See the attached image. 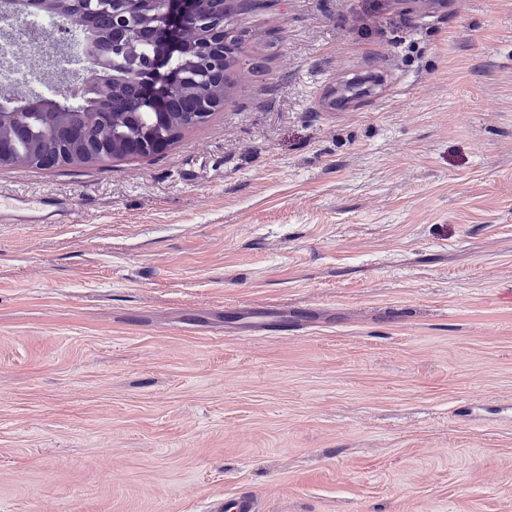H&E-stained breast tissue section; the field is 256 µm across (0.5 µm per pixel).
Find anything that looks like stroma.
Instances as JSON below:
<instances>
[{
    "mask_svg": "<svg viewBox=\"0 0 512 512\" xmlns=\"http://www.w3.org/2000/svg\"><path fill=\"white\" fill-rule=\"evenodd\" d=\"M160 155L0 165V512H512V0H264ZM46 206L44 199H28L21 194L0 195V220L4 222L7 217L10 224L43 223Z\"/></svg>",
    "mask_w": 512,
    "mask_h": 512,
    "instance_id": "1",
    "label": "stroma"
}]
</instances>
